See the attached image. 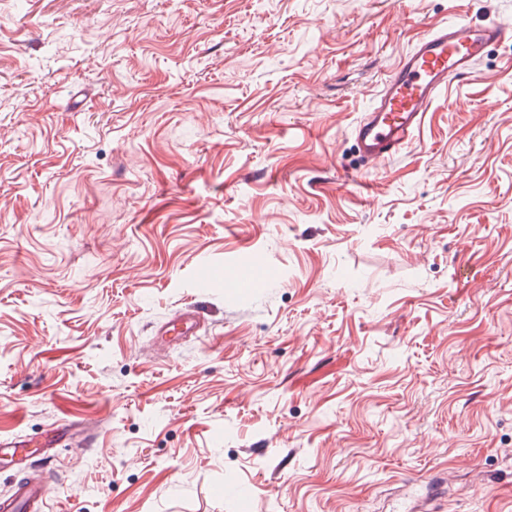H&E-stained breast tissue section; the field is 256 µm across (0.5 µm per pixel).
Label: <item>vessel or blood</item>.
Here are the masks:
<instances>
[{"mask_svg": "<svg viewBox=\"0 0 512 512\" xmlns=\"http://www.w3.org/2000/svg\"><path fill=\"white\" fill-rule=\"evenodd\" d=\"M512 41V27L494 20L474 23L459 19L429 28L385 78L371 109L354 128L361 160L350 177L376 169L409 145L427 112L437 103L454 77L476 72L489 46ZM200 316L186 307L161 327V335H197ZM47 499L46 479H24L9 495L0 497V512H31Z\"/></svg>", "mask_w": 512, "mask_h": 512, "instance_id": "b4317fda", "label": "vessel or blood"}]
</instances>
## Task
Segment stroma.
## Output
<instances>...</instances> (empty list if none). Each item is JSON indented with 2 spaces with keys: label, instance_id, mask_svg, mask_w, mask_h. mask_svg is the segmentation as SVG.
Wrapping results in <instances>:
<instances>
[{
  "label": "stroma",
  "instance_id": "obj_1",
  "mask_svg": "<svg viewBox=\"0 0 512 512\" xmlns=\"http://www.w3.org/2000/svg\"><path fill=\"white\" fill-rule=\"evenodd\" d=\"M457 19L512 0H0V438L76 423L37 512H512V42L337 177ZM200 315L193 307H186L176 313L169 322L161 327L158 336L170 335L173 332L179 337L197 336L200 330Z\"/></svg>",
  "mask_w": 512,
  "mask_h": 512
}]
</instances>
